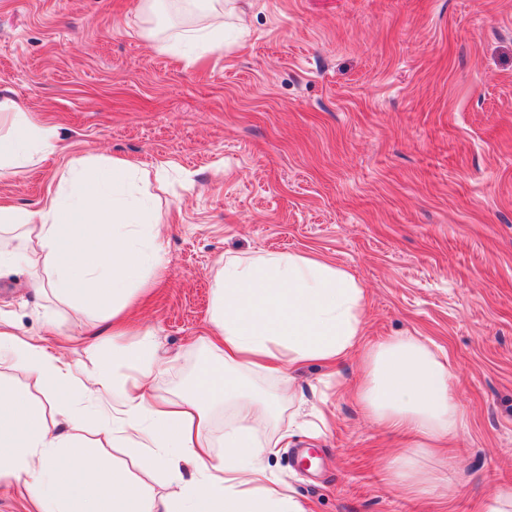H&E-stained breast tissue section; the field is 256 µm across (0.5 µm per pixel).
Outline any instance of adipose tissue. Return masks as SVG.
Returning a JSON list of instances; mask_svg holds the SVG:
<instances>
[{
	"label": "adipose tissue",
	"instance_id": "obj_1",
	"mask_svg": "<svg viewBox=\"0 0 512 512\" xmlns=\"http://www.w3.org/2000/svg\"><path fill=\"white\" fill-rule=\"evenodd\" d=\"M204 25L183 33L195 44L224 30V0H186ZM0 113L11 129L0 134V175L31 165L38 152L54 151L55 126L36 121L0 95ZM149 172L130 159L95 164L70 158L58 191L41 208L26 210L0 199V233L18 232L15 248L0 245V268L25 265L36 293H51L76 316H94L91 336H108L111 348L95 352L93 371L0 329V359L7 358L47 381L59 415L46 418L23 391L0 386V478L22 482L39 512H308L273 480L267 462L287 443L290 430L260 437L284 401L297 397L292 372L315 361L339 362L364 336V290L345 270L305 255L265 252L221 259L213 281L210 346L223 369H200L179 399L158 394L160 371L152 330L135 347L123 338L124 317L142 286L145 268L162 270L160 215L138 196ZM275 381L271 395L256 394L248 374ZM446 357L419 339L398 337L370 349L357 397L376 421L419 435L440 447L462 423ZM95 401L99 426L140 451L143 471L178 476L176 491H148L123 466L108 463L79 437ZM233 404L224 423V455L214 458L210 411ZM192 463L190 480L180 461Z\"/></svg>",
	"mask_w": 512,
	"mask_h": 512
}]
</instances>
